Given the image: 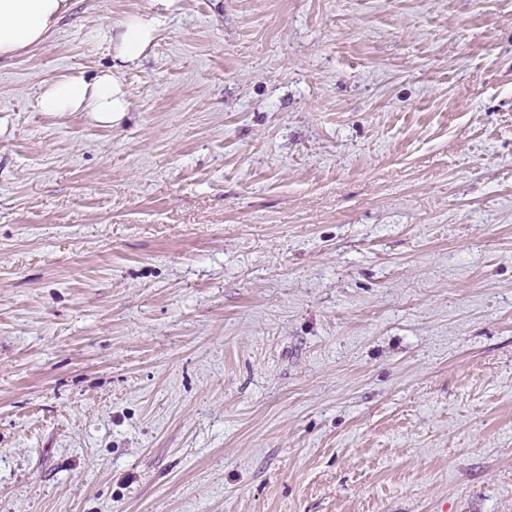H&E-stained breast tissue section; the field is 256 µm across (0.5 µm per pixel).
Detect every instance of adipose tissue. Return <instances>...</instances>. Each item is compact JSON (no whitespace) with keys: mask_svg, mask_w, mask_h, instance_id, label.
<instances>
[{"mask_svg":"<svg viewBox=\"0 0 512 512\" xmlns=\"http://www.w3.org/2000/svg\"><path fill=\"white\" fill-rule=\"evenodd\" d=\"M68 0H0V56H13L42 43L67 11ZM157 17L136 15L109 34L118 70L94 81L65 76L45 82L38 106L44 112H86L99 124L116 126L132 106V93L120 72L134 65L154 39Z\"/></svg>","mask_w":512,"mask_h":512,"instance_id":"adipose-tissue-1","label":"adipose tissue"}]
</instances>
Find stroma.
<instances>
[{"mask_svg": "<svg viewBox=\"0 0 512 512\" xmlns=\"http://www.w3.org/2000/svg\"><path fill=\"white\" fill-rule=\"evenodd\" d=\"M0 59V512H512V0H70ZM161 21L120 126L43 112Z\"/></svg>", "mask_w": 512, "mask_h": 512, "instance_id": "stroma-1", "label": "stroma"}]
</instances>
